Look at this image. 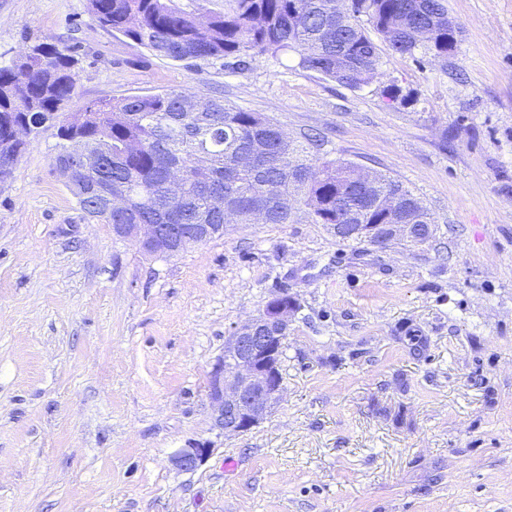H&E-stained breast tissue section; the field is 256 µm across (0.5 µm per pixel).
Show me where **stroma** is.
<instances>
[{"label": "stroma", "instance_id": "35a3bbf8", "mask_svg": "<svg viewBox=\"0 0 512 512\" xmlns=\"http://www.w3.org/2000/svg\"><path fill=\"white\" fill-rule=\"evenodd\" d=\"M446 62L380 51L361 89L296 50L175 62L99 28L88 0H0V61L75 49L91 101L184 87L401 182L423 240L343 242L295 214L171 258L89 218L55 128L0 184V512H512V0H447ZM397 85L403 100L386 98ZM299 308L284 396L212 426L210 372L281 291ZM211 445L193 473L169 459Z\"/></svg>", "mask_w": 512, "mask_h": 512}]
</instances>
